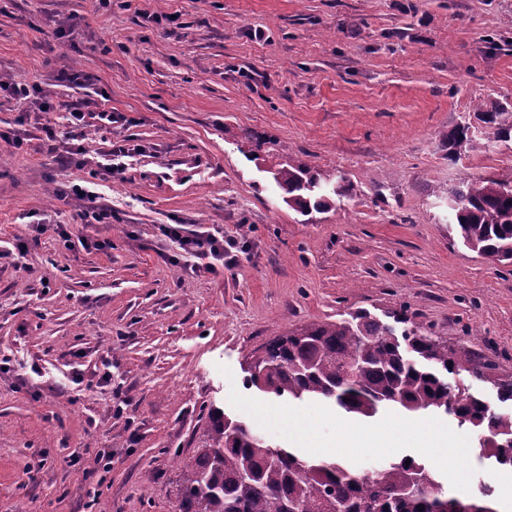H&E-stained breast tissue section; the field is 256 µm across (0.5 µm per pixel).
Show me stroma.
Instances as JSON below:
<instances>
[{
  "label": "stroma",
  "mask_w": 512,
  "mask_h": 512,
  "mask_svg": "<svg viewBox=\"0 0 512 512\" xmlns=\"http://www.w3.org/2000/svg\"><path fill=\"white\" fill-rule=\"evenodd\" d=\"M174 12L178 25L154 24ZM68 16L72 43L54 34ZM61 69L88 86L56 82ZM1 81L40 84L55 109L0 97V130L23 140L0 145V240L28 242L23 260L0 259V512H179L177 462L217 410L310 460L397 423V447L341 458L371 471L408 456L448 490L490 484L512 512V471L479 458L453 418L364 420L246 382L275 336L399 305L512 374V263L453 238L447 207L462 182H512V141L479 119L491 102L512 107V0H0ZM81 100L129 119L85 141L92 153L109 135L135 146L112 177L48 150L43 125L65 133ZM460 125L469 140L452 160ZM286 162L343 177L344 194L300 214L272 179ZM89 181L112 219L83 233L108 249L33 236L37 219L76 223L70 188ZM175 222L245 236L249 250L194 275L163 260L177 248L159 227Z\"/></svg>",
  "instance_id": "35a3bbf8"
}]
</instances>
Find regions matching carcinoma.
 Listing matches in <instances>:
<instances>
[{
	"instance_id": "1",
	"label": "carcinoma",
	"mask_w": 512,
	"mask_h": 512,
	"mask_svg": "<svg viewBox=\"0 0 512 512\" xmlns=\"http://www.w3.org/2000/svg\"><path fill=\"white\" fill-rule=\"evenodd\" d=\"M506 112L497 102L481 111L487 122L501 117L494 135L504 142L512 140ZM273 179L301 214L329 209L320 178L308 168L283 166ZM461 191L462 205L451 209L453 230L479 255L512 263V185L478 179ZM408 323L401 306L381 317L361 309L305 325L252 355L247 383L276 399L331 402L363 418L383 407L451 415L480 432V456L512 467V412L493 409L462 380L448 381L467 374L512 406V374ZM179 496V512H498L489 486L450 493L432 468L405 457L370 476L335 458L304 459L221 411L211 415L196 455L182 464Z\"/></svg>"
}]
</instances>
